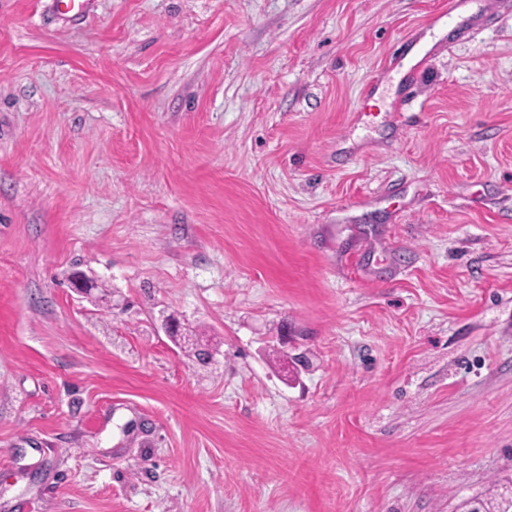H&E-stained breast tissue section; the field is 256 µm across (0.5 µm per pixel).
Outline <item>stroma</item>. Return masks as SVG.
<instances>
[{
	"instance_id": "obj_1",
	"label": "stroma",
	"mask_w": 512,
	"mask_h": 512,
	"mask_svg": "<svg viewBox=\"0 0 512 512\" xmlns=\"http://www.w3.org/2000/svg\"><path fill=\"white\" fill-rule=\"evenodd\" d=\"M50 3L0 0V512L512 491V0Z\"/></svg>"
}]
</instances>
